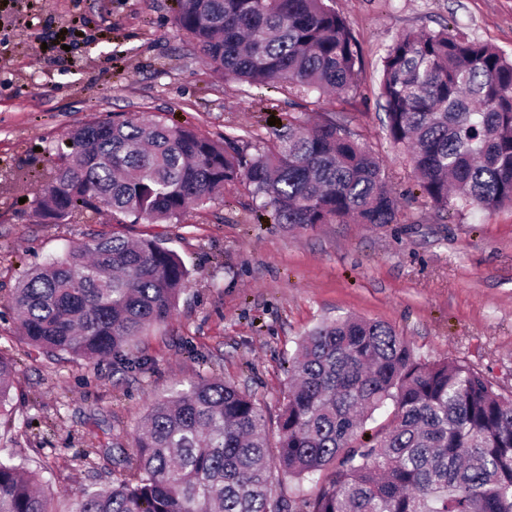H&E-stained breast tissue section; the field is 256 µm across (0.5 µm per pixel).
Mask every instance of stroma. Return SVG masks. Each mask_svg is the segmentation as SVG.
Instances as JSON below:
<instances>
[{"instance_id": "35a3bbf8", "label": "stroma", "mask_w": 512, "mask_h": 512, "mask_svg": "<svg viewBox=\"0 0 512 512\" xmlns=\"http://www.w3.org/2000/svg\"><path fill=\"white\" fill-rule=\"evenodd\" d=\"M360 50V92L258 93L213 71L174 24L176 0H0V353L15 361L11 428L0 455L44 473L62 500L126 478L121 458L152 403L202 377L234 382L276 436L288 360L317 324L349 315L391 325L425 361H460L512 393V208L439 210L390 145L382 58L403 32L449 28L512 56V0H334ZM139 113L211 138L243 135L248 153L289 119L335 118L372 151L396 197L394 224L288 228L226 186L186 225L143 230L190 271L168 323L111 356L30 345L6 301L47 258L100 230L104 215L45 224L35 201L50 155L72 128Z\"/></svg>"}]
</instances>
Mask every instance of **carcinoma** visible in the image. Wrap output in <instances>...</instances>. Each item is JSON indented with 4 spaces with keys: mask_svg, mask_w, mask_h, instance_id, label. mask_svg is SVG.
<instances>
[{
    "mask_svg": "<svg viewBox=\"0 0 512 512\" xmlns=\"http://www.w3.org/2000/svg\"><path fill=\"white\" fill-rule=\"evenodd\" d=\"M332 0H176L175 25L203 60L258 88L347 95L364 82ZM386 135L405 149L440 210L512 208V59L439 31L402 33L382 58ZM57 150L37 210L47 224L104 211L109 230L34 267L7 301L33 346L117 356L173 314L189 270L134 224L179 223L245 184L274 223L393 224L398 203L377 158L347 127L290 120L265 150L137 115L88 120ZM293 378L269 448L253 397L208 380L156 401L129 478L60 511L38 477L0 458V512H294L274 483L307 481V512H512V395L458 361L425 362L380 321L322 322L288 361ZM12 362L0 355V428L11 424ZM391 407L362 442L367 421ZM333 467L331 479L316 475Z\"/></svg>",
    "mask_w": 512,
    "mask_h": 512,
    "instance_id": "1",
    "label": "carcinoma"
}]
</instances>
